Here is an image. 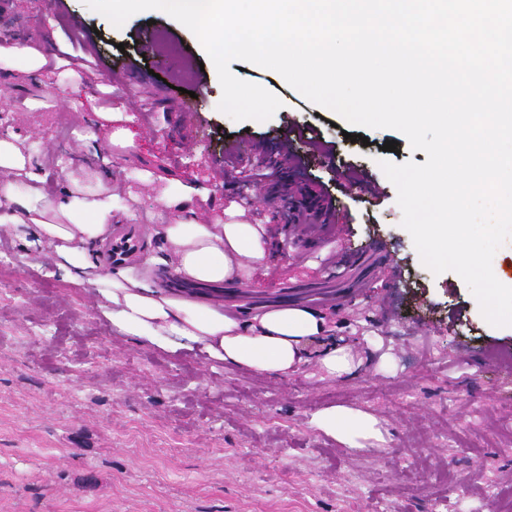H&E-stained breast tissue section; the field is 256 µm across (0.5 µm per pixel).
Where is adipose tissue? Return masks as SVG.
Returning a JSON list of instances; mask_svg holds the SVG:
<instances>
[{"label":"adipose tissue","instance_id":"ef3b65f1","mask_svg":"<svg viewBox=\"0 0 512 512\" xmlns=\"http://www.w3.org/2000/svg\"><path fill=\"white\" fill-rule=\"evenodd\" d=\"M52 54L47 40L0 34V76H42ZM36 151L16 136L0 138V200L13 206L9 212L0 210V230L36 250L52 247L56 266L71 282L93 285L116 335L173 353L199 347L227 366L275 378L296 372L313 354L332 377L351 376L361 368L352 346L331 338L324 316L313 310L278 307L230 315L166 292L150 276L103 270L90 247L112 222L117 187L105 182L102 166L91 161L68 169L66 196L50 199L34 169ZM90 181L97 185L91 194L85 191ZM189 201L172 184L157 197L159 216L167 222L163 264L172 265L186 281L208 283H240L266 265L271 250L264 225L239 220L233 203L224 210L225 221L188 220ZM313 422L351 449L382 436L375 418L342 406L321 410Z\"/></svg>","mask_w":512,"mask_h":512}]
</instances>
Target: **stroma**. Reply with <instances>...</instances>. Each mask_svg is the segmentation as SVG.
Wrapping results in <instances>:
<instances>
[{
  "mask_svg": "<svg viewBox=\"0 0 512 512\" xmlns=\"http://www.w3.org/2000/svg\"><path fill=\"white\" fill-rule=\"evenodd\" d=\"M1 31L56 40L65 53L68 34L85 43L80 67L65 60L37 82L0 81V132L45 140L38 162L50 196L68 188L57 160L77 164L107 146L84 134L108 95L133 115L139 143L107 166L111 181L138 193L116 223L145 224L176 179L209 197L197 221L232 200L274 238L267 190L295 193L305 182L348 222L347 251L382 246L396 279L352 270L340 283L349 302L323 311L363 359L355 376L322 378L311 361L272 378L116 336L90 287L0 234V512H512V325L488 324L457 273L422 264L378 165L422 164L424 151L394 130L348 127L251 63L230 70L283 105L263 122L231 119L214 107L222 88L198 39L167 15L136 14L116 28L84 0H8ZM150 39L155 52L141 55ZM308 126L330 158L300 139ZM391 140L397 151H384ZM230 142L245 154L287 145L305 168L279 174L272 188L238 183L222 166ZM145 172L150 181L138 182ZM356 174L366 185L348 187ZM145 226L135 264L144 272L165 233ZM337 251L329 236L300 254L273 250L247 284L224 289L237 295L235 310L256 300L274 307L290 286L335 278ZM332 406L373 414L383 442L357 451L318 430L314 415Z\"/></svg>",
  "mask_w": 512,
  "mask_h": 512,
  "instance_id": "1",
  "label": "stroma"
}]
</instances>
